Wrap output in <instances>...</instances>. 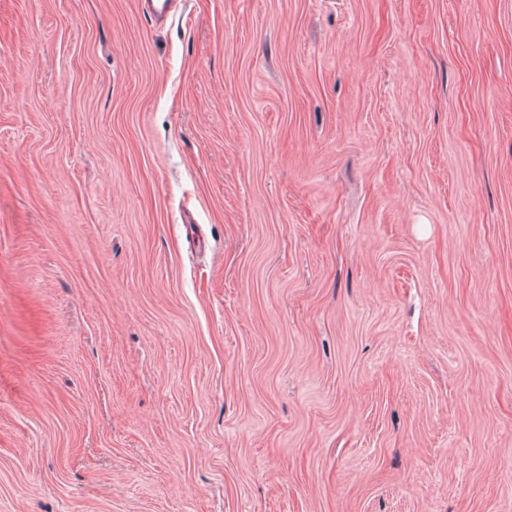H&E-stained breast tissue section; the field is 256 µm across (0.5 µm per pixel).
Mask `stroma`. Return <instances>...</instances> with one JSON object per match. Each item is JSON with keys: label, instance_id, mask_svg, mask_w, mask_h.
I'll list each match as a JSON object with an SVG mask.
<instances>
[{"label": "stroma", "instance_id": "obj_1", "mask_svg": "<svg viewBox=\"0 0 512 512\" xmlns=\"http://www.w3.org/2000/svg\"><path fill=\"white\" fill-rule=\"evenodd\" d=\"M0 512H512V0H0Z\"/></svg>", "mask_w": 512, "mask_h": 512}]
</instances>
